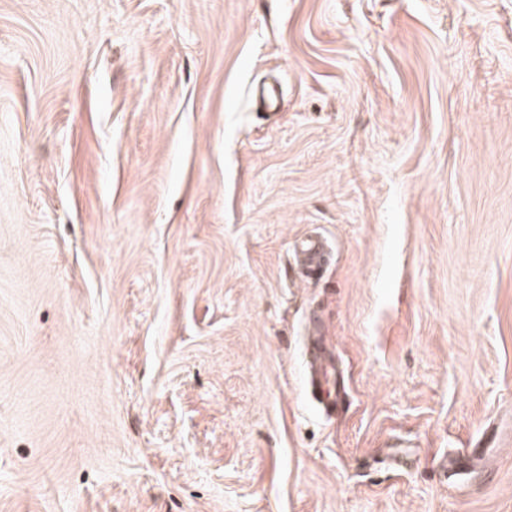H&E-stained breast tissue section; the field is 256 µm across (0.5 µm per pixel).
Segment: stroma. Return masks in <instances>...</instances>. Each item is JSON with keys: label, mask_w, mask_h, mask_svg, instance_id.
<instances>
[{"label": "stroma", "mask_w": 512, "mask_h": 512, "mask_svg": "<svg viewBox=\"0 0 512 512\" xmlns=\"http://www.w3.org/2000/svg\"><path fill=\"white\" fill-rule=\"evenodd\" d=\"M0 512H512V0H0Z\"/></svg>", "instance_id": "stroma-1"}]
</instances>
